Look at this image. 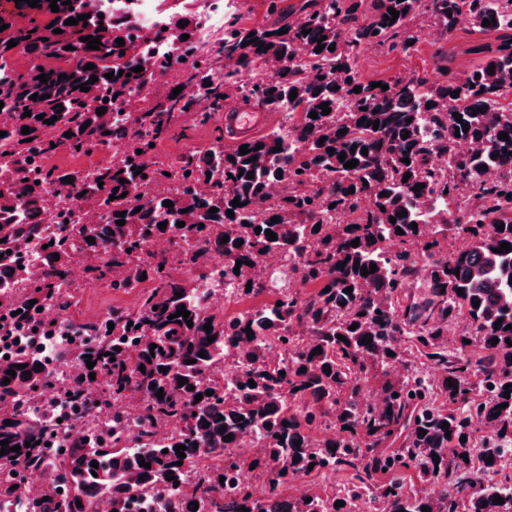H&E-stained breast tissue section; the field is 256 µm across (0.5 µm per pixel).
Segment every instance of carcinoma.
<instances>
[{"mask_svg": "<svg viewBox=\"0 0 512 512\" xmlns=\"http://www.w3.org/2000/svg\"><path fill=\"white\" fill-rule=\"evenodd\" d=\"M51 2L40 0L34 8L53 14L48 24L31 18L20 26L14 15L0 14V26L9 25L0 32V132H6L0 140L7 147L0 151V310L8 311L0 336L12 335L13 328L52 335L38 308L53 303L66 312L74 305L62 285L78 252L94 254L112 246L88 268L87 283L116 291L137 288L139 297L132 308L86 322L88 336L61 357L50 361L28 344L11 351L7 360L0 355V403L42 392L54 382V365L74 358L78 369L68 386L70 400L86 401L91 386L105 384L103 403L127 402L141 409L143 444L135 450L124 445V415L116 411L112 431H101L92 446L70 441L59 460L47 465L43 442L55 410L43 409L38 421L19 409L0 413V442L21 446L0 456V502L24 501L25 512H93L101 504L117 512H142L148 504L155 512H191L193 507L197 512H280L284 507L288 512H350L351 501L369 493L382 512H422L424 507L429 512H512V493L501 483L483 480L484 473L501 471L504 453L512 447V346L506 342L512 340V328L506 329L512 325V250L497 251L504 242L512 245V179L486 177L490 170L512 169V97L505 93L512 87V0H309L284 25L272 21L251 27L237 17L224 20L216 56L191 38L192 25L180 27L188 17L175 15L169 29L179 46L170 60L140 54L136 28L101 10L98 0H71L69 6L57 0L61 6L55 13ZM390 8L399 12L393 22L386 19ZM87 13L88 19L65 24ZM463 15L474 28L498 33L495 48L464 74L441 68L431 83L411 73L382 81L386 90L361 81L357 65L366 51L413 49L410 42L420 39L416 18L428 19L439 42ZM492 18L494 23L484 25ZM56 28L62 33H53ZM282 28L287 33L280 35ZM184 34L190 38L182 39ZM89 35L99 38V49L80 41ZM118 38L125 45L118 46ZM11 40L18 45L9 49ZM260 42L268 49L258 50ZM320 46L323 50L316 51ZM19 49L30 56L23 69L13 63ZM271 61L281 65L280 71L256 77L258 68ZM88 64L95 68L84 69ZM136 66L144 71L132 72ZM177 66L184 81L175 86L193 85L195 95L175 96L170 89L145 99L141 112L114 116L124 96L143 84L145 71L168 75ZM218 66L224 69L222 82L212 76ZM110 72L109 80L104 74ZM41 74L48 82L37 79ZM85 82L87 92L80 90ZM229 84L246 101L277 111L288 107L291 131L277 129L246 141L245 155L238 146L219 154L210 147L170 164L159 161L150 144L190 114L195 122L207 123L211 113L224 109ZM292 90L297 92L293 100ZM35 93L46 99L31 100ZM324 102L331 109L327 115L319 108ZM101 107L106 111L100 116ZM26 109L31 116H24ZM312 111L317 118L309 117ZM40 114L45 118L36 119ZM54 116L57 120L46 124ZM86 122L89 126L81 129ZM465 123L469 130L455 136ZM25 126L30 127L27 135L22 134ZM341 129L346 133L339 134ZM503 132L508 139H501ZM406 133L409 137L402 138ZM118 137L121 148L97 162L89 177L82 168L51 164L59 152L90 157ZM461 142L471 150L456 151ZM278 146L281 151H274ZM434 150L448 154V171L430 167ZM342 152L345 162L358 165L344 167L338 159ZM405 158L410 164L403 163ZM134 166L142 173L135 174ZM248 172L254 178H247ZM68 176L73 182H63ZM47 183L81 195L93 208L105 203L106 223L85 225L78 245L66 224L41 235L37 217L46 210L42 189ZM142 183L154 185L156 194L140 198ZM275 183L288 186V194L272 198L269 188ZM419 184L424 188L414 191ZM236 198L243 206L233 207ZM165 201L173 206H163ZM212 207L217 212H209ZM229 210L234 216L227 215ZM403 210L407 215H401ZM120 219L122 226L116 224ZM162 222L167 227L160 229ZM268 230L276 240H269ZM89 236L95 242H87ZM30 237L48 245L39 263L25 254ZM457 237L470 245L453 248ZM155 238L169 242L168 256L148 257ZM356 239L359 245L351 246ZM191 241L201 247L213 243L223 253L224 280L234 285L235 299L273 295L263 317L255 320L248 310L226 318L204 309L201 284L207 267L188 269L181 260ZM272 252L288 263L299 288L285 282L270 291L260 260ZM239 260L243 265H237ZM372 263L377 270L362 275ZM407 280L416 283L417 293L402 295ZM349 287L352 292H345ZM475 302L479 307H473ZM181 308L190 312L193 326L181 316L169 319ZM498 321L501 325L494 326ZM208 322L209 333L204 330ZM355 323L358 327L350 329ZM211 334L215 340L210 343ZM367 338L372 342L362 343ZM273 343L285 352L284 361H270ZM409 346L434 371L426 388L414 377L417 365ZM87 355L95 362L91 370ZM394 361L402 363L404 373L390 378L387 367ZM8 370L16 376L6 384ZM182 377L187 383L180 386ZM373 378L381 380L380 400L366 403L362 392ZM508 390L511 395H504ZM198 394L202 400L197 402ZM169 420L181 422L183 431L158 436ZM479 424L487 430L476 453ZM330 426L336 427L335 437L314 435ZM422 429L426 434H420ZM245 433L256 435L258 452H235ZM178 445L186 446V457L178 456ZM142 459L151 468L139 465ZM205 459L210 460L206 478L186 488V474ZM180 460L183 464L176 465ZM92 461L98 468L91 467ZM251 467L266 476L259 488L236 483L237 472ZM38 468L45 485L63 490L62 498L40 502L27 497L15 473ZM336 471L351 475L340 489L296 498L282 494L289 484ZM414 474L439 486L440 497L425 496L412 482ZM498 496L504 503H494ZM338 501L345 505L335 506Z\"/></svg>", "mask_w": 512, "mask_h": 512, "instance_id": "obj_1", "label": "carcinoma"}]
</instances>
